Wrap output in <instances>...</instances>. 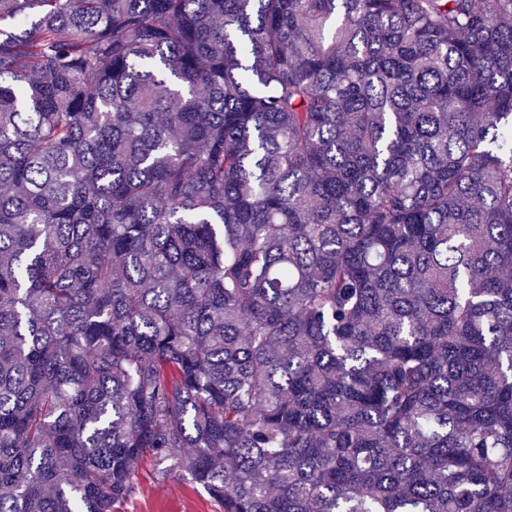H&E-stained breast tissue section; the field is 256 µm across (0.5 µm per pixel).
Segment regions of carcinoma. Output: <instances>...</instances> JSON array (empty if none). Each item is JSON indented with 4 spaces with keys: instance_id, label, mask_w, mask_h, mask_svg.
I'll use <instances>...</instances> for the list:
<instances>
[{
    "instance_id": "1",
    "label": "carcinoma",
    "mask_w": 512,
    "mask_h": 512,
    "mask_svg": "<svg viewBox=\"0 0 512 512\" xmlns=\"http://www.w3.org/2000/svg\"><path fill=\"white\" fill-rule=\"evenodd\" d=\"M0 512H512V0H0ZM152 458L143 457L136 465L134 493L116 512H223L204 490L182 476L159 481Z\"/></svg>"
}]
</instances>
